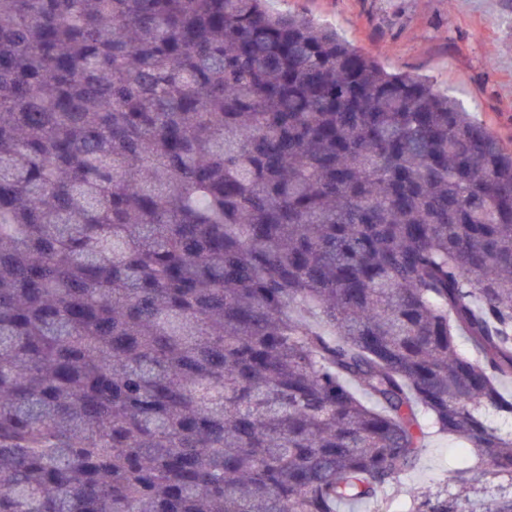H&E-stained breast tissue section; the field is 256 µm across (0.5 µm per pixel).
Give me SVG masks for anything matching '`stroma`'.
Segmentation results:
<instances>
[{
	"label": "stroma",
	"mask_w": 512,
	"mask_h": 512,
	"mask_svg": "<svg viewBox=\"0 0 512 512\" xmlns=\"http://www.w3.org/2000/svg\"><path fill=\"white\" fill-rule=\"evenodd\" d=\"M268 7L336 29L391 71L432 80L512 150V0H269ZM466 458L457 443L431 436L401 480L397 507L409 512L411 490H436Z\"/></svg>",
	"instance_id": "stroma-1"
}]
</instances>
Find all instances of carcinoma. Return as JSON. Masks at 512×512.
I'll list each match as a JSON object with an SVG mask.
<instances>
[{
    "instance_id": "carcinoma-1",
    "label": "carcinoma",
    "mask_w": 512,
    "mask_h": 512,
    "mask_svg": "<svg viewBox=\"0 0 512 512\" xmlns=\"http://www.w3.org/2000/svg\"><path fill=\"white\" fill-rule=\"evenodd\" d=\"M512 151L264 0H0V512H512ZM499 490L475 488L478 476ZM467 453L447 437L432 435L423 448L417 467L401 479L404 489L426 488L435 491L448 469L462 464Z\"/></svg>"
}]
</instances>
